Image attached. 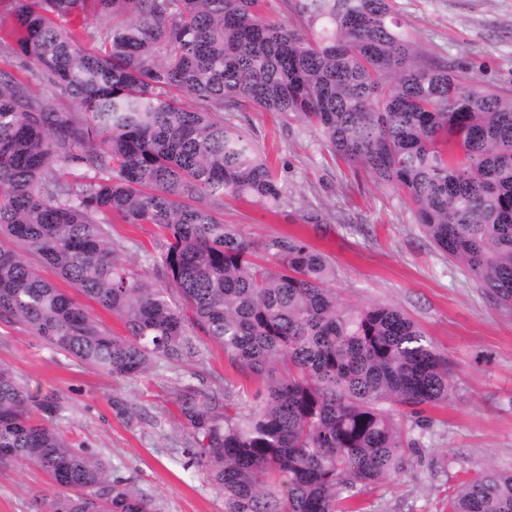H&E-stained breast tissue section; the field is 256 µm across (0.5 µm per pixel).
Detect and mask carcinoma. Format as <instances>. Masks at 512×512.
<instances>
[{
	"instance_id": "1",
	"label": "carcinoma",
	"mask_w": 512,
	"mask_h": 512,
	"mask_svg": "<svg viewBox=\"0 0 512 512\" xmlns=\"http://www.w3.org/2000/svg\"><path fill=\"white\" fill-rule=\"evenodd\" d=\"M260 2L11 0L0 55L23 77L0 70V236L37 263L0 246V317L114 378L183 361L199 331L213 338L259 383L246 413L191 383L176 394L186 453L224 512H347L406 471L422 407L453 397L448 359L399 308L340 301L334 265L305 240L256 241L218 219L226 197L270 210L289 197L224 113L249 101L298 120L512 308V95L426 58L393 0H289L288 22ZM116 219L165 238L145 260L171 287L126 267ZM60 410L0 367V466L37 467L60 488L35 512H159L70 443ZM448 512H512V469L465 479Z\"/></svg>"
}]
</instances>
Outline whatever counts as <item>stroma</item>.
I'll list each match as a JSON object with an SVG mask.
<instances>
[{
    "label": "stroma",
    "instance_id": "obj_1",
    "mask_svg": "<svg viewBox=\"0 0 512 512\" xmlns=\"http://www.w3.org/2000/svg\"><path fill=\"white\" fill-rule=\"evenodd\" d=\"M394 9L427 57L468 69L480 86L512 92V0H395ZM226 118L275 161L290 201L272 212L228 200L224 223L255 240L305 239L334 263L343 302L399 307L452 363L455 395L424 409L408 469L359 497L363 512H448L459 481L488 464L512 466V309L489 301L424 237L407 206L354 177L297 121L250 104ZM161 244L152 225L112 226V245L127 266L163 287L166 279L144 260ZM195 346L183 363L159 361L147 375L116 379L0 319V365L31 392L57 399L56 424L71 442L101 452L113 477L154 497L160 512H224V495L207 471L187 464L190 429L176 389L192 383L237 403L256 387L204 333ZM124 405L136 409L134 418L121 414ZM52 492L41 471L0 466V512H33L36 498Z\"/></svg>",
    "mask_w": 512,
    "mask_h": 512
}]
</instances>
